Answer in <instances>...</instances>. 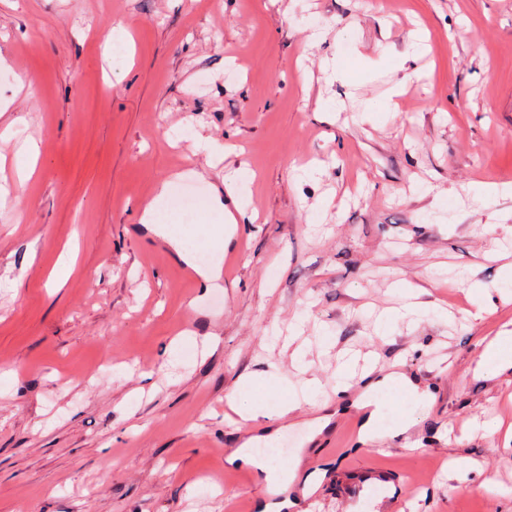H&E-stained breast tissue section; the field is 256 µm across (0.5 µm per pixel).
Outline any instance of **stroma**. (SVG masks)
<instances>
[{"instance_id": "1", "label": "stroma", "mask_w": 512, "mask_h": 512, "mask_svg": "<svg viewBox=\"0 0 512 512\" xmlns=\"http://www.w3.org/2000/svg\"><path fill=\"white\" fill-rule=\"evenodd\" d=\"M310 19L324 42L308 43ZM118 27L129 47H113ZM327 59L343 77L327 80ZM401 78L395 111L375 110ZM321 97L341 104L334 122ZM0 102V128L25 119L0 144V512H230L235 494L260 499L224 463L236 436L225 396L254 371L294 376L298 318L318 401L336 402L346 354L375 353L387 371L406 362L438 389L422 414L379 395L384 427L417 413L418 448H355L340 415L302 471L321 480L305 512H349L371 472L392 480L401 512H512V446L479 427L512 425V380L472 374L482 340L512 327L498 294L512 196L486 207L465 192L512 183V0H0ZM198 135L243 148L259 214L239 217L238 273L212 290L139 222L158 182L206 169L175 181L158 218L197 266L222 262L202 231L225 165L195 149ZM28 138L39 157L22 183ZM312 161L316 180L301 170ZM418 179L448 190L446 206L408 194ZM67 254L74 270L52 284ZM403 279L426 307L385 343L375 321L399 307ZM474 280L496 307L477 319ZM185 331L218 342L166 365ZM455 458L499 492L465 489Z\"/></svg>"}]
</instances>
